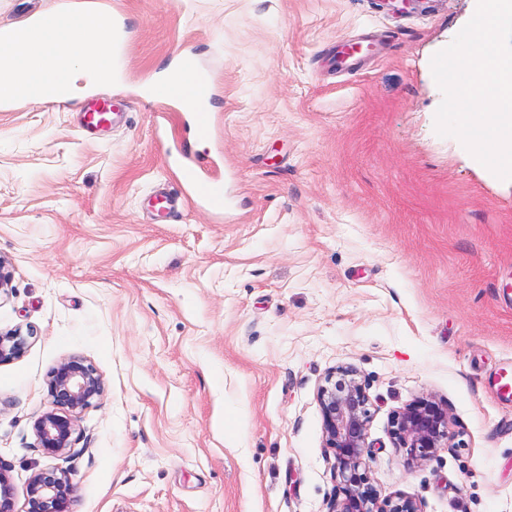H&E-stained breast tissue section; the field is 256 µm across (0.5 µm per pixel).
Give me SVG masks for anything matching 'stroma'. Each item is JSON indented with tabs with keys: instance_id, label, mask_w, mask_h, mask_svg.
Wrapping results in <instances>:
<instances>
[{
	"instance_id": "1",
	"label": "stroma",
	"mask_w": 512,
	"mask_h": 512,
	"mask_svg": "<svg viewBox=\"0 0 512 512\" xmlns=\"http://www.w3.org/2000/svg\"><path fill=\"white\" fill-rule=\"evenodd\" d=\"M129 35L125 122L87 98L0 107V468L17 504L68 472L70 512H327L337 491L317 390L352 366L370 398V483L422 512H512V183L435 131L432 56L477 0H96ZM370 34L363 65L338 50ZM190 54L213 78V134L142 85ZM199 162L223 214L152 220ZM103 392L73 446L33 424L69 357ZM433 396L464 445L407 464L393 412ZM112 114V119L110 115ZM115 113L112 112V104L104 101L102 103H89L82 113L81 125L84 127H99L113 123ZM27 345L21 330H0V364L19 358Z\"/></svg>"
}]
</instances>
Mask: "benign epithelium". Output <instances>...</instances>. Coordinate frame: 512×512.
I'll return each mask as SVG.
<instances>
[{
  "label": "benign epithelium",
  "instance_id": "obj_1",
  "mask_svg": "<svg viewBox=\"0 0 512 512\" xmlns=\"http://www.w3.org/2000/svg\"><path fill=\"white\" fill-rule=\"evenodd\" d=\"M27 345L21 330H0V364L19 358ZM103 392L96 369L81 358L70 357L50 373L48 393L51 408L34 422L39 447L51 458L72 448L77 417ZM326 445L335 451L333 471L338 496L328 512H421L417 500L402 493L381 497L367 476V459L373 451L367 441L371 420L369 396L353 367L329 372L317 391ZM393 447L409 464H420L442 448H459L457 434L450 431L448 412L428 395L395 411L391 417ZM76 492L69 477L56 468L35 473L27 486L26 512H69ZM0 512H16L9 476L0 469Z\"/></svg>",
  "mask_w": 512,
  "mask_h": 512
}]
</instances>
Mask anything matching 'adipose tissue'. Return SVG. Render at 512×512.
I'll use <instances>...</instances> for the list:
<instances>
[{"instance_id": "1", "label": "adipose tissue", "mask_w": 512, "mask_h": 512, "mask_svg": "<svg viewBox=\"0 0 512 512\" xmlns=\"http://www.w3.org/2000/svg\"><path fill=\"white\" fill-rule=\"evenodd\" d=\"M12 32V38L0 39L1 103L71 100L121 80L112 56V23L101 10L58 9ZM92 37L99 43V57L90 68L84 56Z\"/></svg>"}]
</instances>
